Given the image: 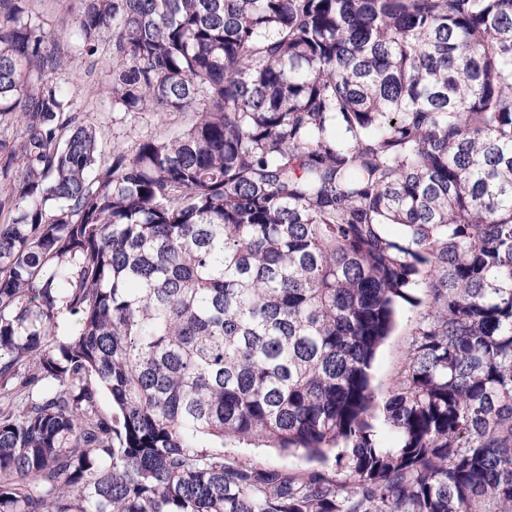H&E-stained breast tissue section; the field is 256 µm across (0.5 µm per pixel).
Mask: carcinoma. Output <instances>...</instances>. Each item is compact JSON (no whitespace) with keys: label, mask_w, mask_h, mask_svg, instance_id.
Masks as SVG:
<instances>
[{"label":"carcinoma","mask_w":512,"mask_h":512,"mask_svg":"<svg viewBox=\"0 0 512 512\" xmlns=\"http://www.w3.org/2000/svg\"><path fill=\"white\" fill-rule=\"evenodd\" d=\"M77 4L0 0V512H512V0ZM104 37L189 127L102 158ZM35 10L39 13L44 27L47 30L57 28L59 22L66 20L71 22L73 14L67 8L75 7V0H37ZM60 1V2H59ZM421 312L423 306L401 303L397 325L377 351L373 363L372 383L379 392H385L393 385L404 362L415 321ZM214 450H224V455L229 461H259L264 464L278 467L281 469H291L300 473L307 472L313 469H321L323 466L330 467L334 465V458L332 457L327 463L321 464L317 462H308L306 460L291 458L284 455H279L275 451L267 448H255L253 446L236 445L235 447L229 445L224 448H212Z\"/></svg>","instance_id":"cac0c4a2"}]
</instances>
